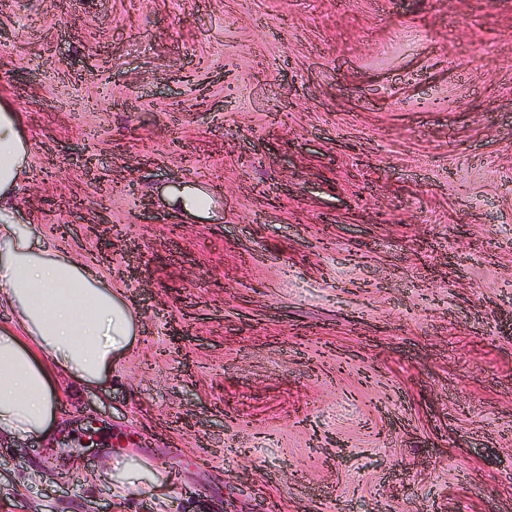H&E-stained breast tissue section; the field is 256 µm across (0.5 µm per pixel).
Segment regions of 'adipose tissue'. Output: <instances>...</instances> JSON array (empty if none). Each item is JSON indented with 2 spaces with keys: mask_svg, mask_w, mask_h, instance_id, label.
I'll return each instance as SVG.
<instances>
[{
  "mask_svg": "<svg viewBox=\"0 0 512 512\" xmlns=\"http://www.w3.org/2000/svg\"><path fill=\"white\" fill-rule=\"evenodd\" d=\"M22 117L0 103V438L50 441L55 386L100 385L128 345L136 310L53 239L5 215L28 174Z\"/></svg>",
  "mask_w": 512,
  "mask_h": 512,
  "instance_id": "obj_1",
  "label": "adipose tissue"
}]
</instances>
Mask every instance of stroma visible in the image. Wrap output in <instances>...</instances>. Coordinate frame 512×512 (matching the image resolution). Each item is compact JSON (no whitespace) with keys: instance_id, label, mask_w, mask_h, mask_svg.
I'll return each instance as SVG.
<instances>
[{"instance_id":"stroma-1","label":"stroma","mask_w":512,"mask_h":512,"mask_svg":"<svg viewBox=\"0 0 512 512\" xmlns=\"http://www.w3.org/2000/svg\"><path fill=\"white\" fill-rule=\"evenodd\" d=\"M0 99L142 315L0 512H512V0H0Z\"/></svg>"}]
</instances>
